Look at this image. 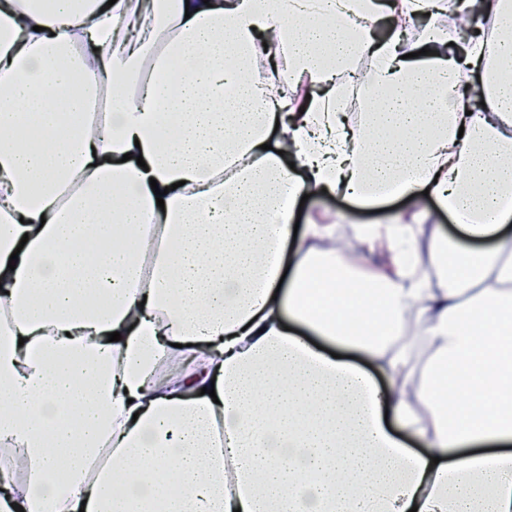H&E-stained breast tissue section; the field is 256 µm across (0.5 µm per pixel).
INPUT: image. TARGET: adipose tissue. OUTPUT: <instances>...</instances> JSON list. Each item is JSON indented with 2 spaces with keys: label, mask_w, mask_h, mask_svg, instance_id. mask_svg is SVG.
<instances>
[{
  "label": "adipose tissue",
  "mask_w": 512,
  "mask_h": 512,
  "mask_svg": "<svg viewBox=\"0 0 512 512\" xmlns=\"http://www.w3.org/2000/svg\"><path fill=\"white\" fill-rule=\"evenodd\" d=\"M464 5L459 59L447 0H0V512H512V0ZM324 192L407 208L326 250ZM357 74L359 75V83L356 85V91L347 100L345 110L350 116L352 122H356L365 112V104L362 98V85L369 80L372 73V62L368 58L359 60L355 65ZM361 88V89H360ZM422 224L424 242L429 237L430 231L433 228H438L446 239H448L450 245L455 246L457 243L465 242L462 234L457 230L454 224L448 221V215L433 211L430 217L427 220H424ZM435 224L441 225L437 226Z\"/></svg>",
  "instance_id": "1"
}]
</instances>
